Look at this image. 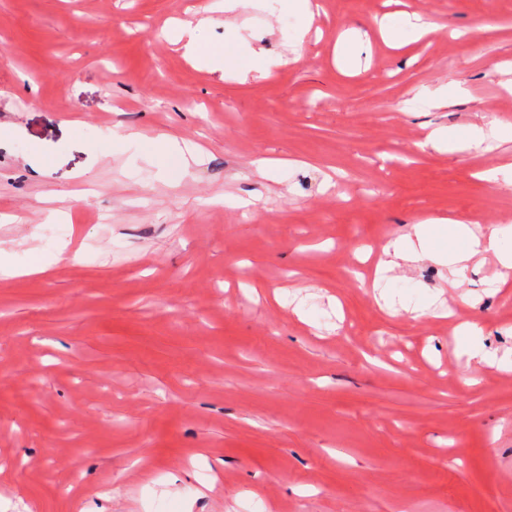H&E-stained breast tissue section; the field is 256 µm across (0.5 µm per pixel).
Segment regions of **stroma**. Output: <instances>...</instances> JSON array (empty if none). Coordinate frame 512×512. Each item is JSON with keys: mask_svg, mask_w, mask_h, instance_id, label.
Returning a JSON list of instances; mask_svg holds the SVG:
<instances>
[{"mask_svg": "<svg viewBox=\"0 0 512 512\" xmlns=\"http://www.w3.org/2000/svg\"><path fill=\"white\" fill-rule=\"evenodd\" d=\"M319 2L298 46L292 14L212 0H0V255L47 266L0 279V512H512V371L467 384L447 320L338 273L425 216L512 224V187L476 177L503 150L415 147L512 123V0ZM394 13L439 29L390 48ZM228 19L266 76L221 77L168 33L207 49ZM352 29L371 49L345 70ZM439 85L446 106L416 102ZM118 124L200 161L114 145ZM496 270L452 287L423 261L395 286L503 353ZM152 150L161 156L177 159L181 167H187L189 160L197 161L194 155L187 147L181 145L179 140L175 137L163 135L158 139L157 144H151Z\"/></svg>", "mask_w": 512, "mask_h": 512, "instance_id": "35a3bbf8", "label": "stroma"}]
</instances>
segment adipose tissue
<instances>
[{
    "label": "adipose tissue",
    "instance_id": "adipose-tissue-1",
    "mask_svg": "<svg viewBox=\"0 0 512 512\" xmlns=\"http://www.w3.org/2000/svg\"><path fill=\"white\" fill-rule=\"evenodd\" d=\"M173 38L183 43L188 57L207 55L215 69L230 76L244 79L254 73H267L271 67L270 61L235 38L225 39L206 53L201 52L193 28L177 26ZM490 136L512 143V123H498L489 128L474 123L462 129L440 125L430 130L424 144L439 152H461L479 148ZM384 254V260L377 267L378 276L395 272L405 262L429 260L446 265L454 279L464 275L471 261L489 254L496 259L498 281L504 284L512 278V225L492 226L477 233L464 220L429 216L413 224L410 233L387 245ZM456 335L463 341L462 353L468 364L478 368L495 365L504 370L512 369V354L501 356L486 349L475 324L461 325Z\"/></svg>",
    "mask_w": 512,
    "mask_h": 512
}]
</instances>
